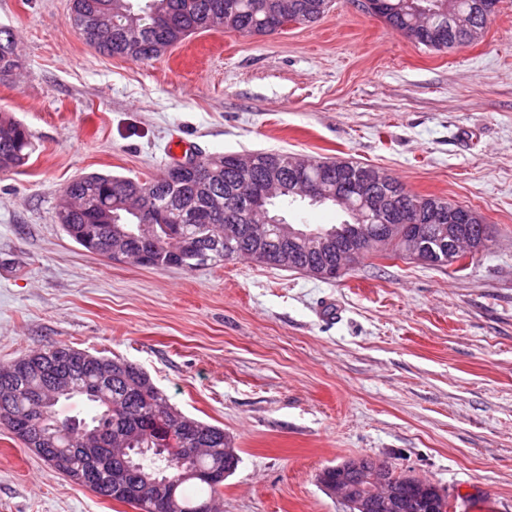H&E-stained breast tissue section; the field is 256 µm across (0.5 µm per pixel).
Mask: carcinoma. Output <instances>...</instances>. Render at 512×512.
<instances>
[{
    "label": "carcinoma",
    "mask_w": 512,
    "mask_h": 512,
    "mask_svg": "<svg viewBox=\"0 0 512 512\" xmlns=\"http://www.w3.org/2000/svg\"><path fill=\"white\" fill-rule=\"evenodd\" d=\"M331 0H70V19L78 35L100 52L111 56L148 61L161 56L169 47L189 35L218 25L244 35H271L283 30L281 19L299 24L319 21L330 8ZM500 0H371L366 11L410 41L433 51L479 41L490 17L486 7ZM22 68V59L13 29L0 26V79H8ZM32 154L31 137L26 127L12 116L0 113V172H12L25 166ZM283 153L273 162L267 152L249 154L250 165L243 167L235 154H217L194 160L191 167H169L157 177L138 180L111 174L80 175L67 184L56 210V223L74 242L86 250L94 249L112 256V242H124L127 259L137 263L142 252L152 254L149 266L176 267L193 271L236 259L246 249L256 255L254 262L268 266L291 252L282 269L304 272L317 277L316 269L336 267V253L349 251L354 263L366 253L362 244L368 236L381 237L386 226L375 217L364 225L334 224L317 228L315 236L294 238L288 247L274 232L254 235L250 229L251 197L270 170L282 180L283 190L270 199L294 202L289 191L293 181L291 159ZM371 167L348 159L312 160L307 182L310 191L318 180L330 177L343 184L360 182ZM368 190L403 198L410 204L409 232L426 238L434 248L460 236H467L486 248L489 225L470 211L468 224H424L422 213L427 205L448 203L439 197L407 190L393 177L368 182ZM139 200L140 209L152 211L156 218L150 228L139 229L140 219L130 213L124 202ZM242 228L238 238L224 239V225ZM80 353L66 343L41 347L22 354L0 366V425L28 445L44 433L54 434L56 454L44 462L73 483L83 486L84 476L93 465L69 453L91 442L96 429L110 430L103 444L113 464L123 461L112 449L126 444L144 448L133 453L141 465V474L160 481H171L174 495L172 512H197L204 501L218 499L224 481L232 476L241 458L231 464L220 449L227 446L224 429L180 414L168 403L165 394L140 366L125 360L94 356V374L109 378L106 398H93L84 391L87 374H75L68 387L45 398L36 408L27 397L28 369L41 360L50 365ZM86 399L89 410L84 415L59 419L55 407L60 400ZM90 489L104 499L131 505L137 512H152V505L137 503L132 489L121 490L107 482L101 471Z\"/></svg>",
    "instance_id": "1"
}]
</instances>
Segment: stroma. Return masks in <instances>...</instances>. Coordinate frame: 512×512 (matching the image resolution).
Wrapping results in <instances>:
<instances>
[{"instance_id": "stroma-1", "label": "stroma", "mask_w": 512, "mask_h": 512, "mask_svg": "<svg viewBox=\"0 0 512 512\" xmlns=\"http://www.w3.org/2000/svg\"><path fill=\"white\" fill-rule=\"evenodd\" d=\"M69 14L70 0H0L24 66L0 80V112L35 146L0 173V364L53 343L138 364L237 448L224 512H348L319 475L359 457L434 482L456 512H512V0L481 41L446 52L358 0L273 35L196 33L149 61L100 54ZM256 151L377 167L475 210L492 239L462 272L368 255L324 281L238 259L192 272L111 260L54 221L77 175ZM0 512L135 510L0 426Z\"/></svg>"}]
</instances>
